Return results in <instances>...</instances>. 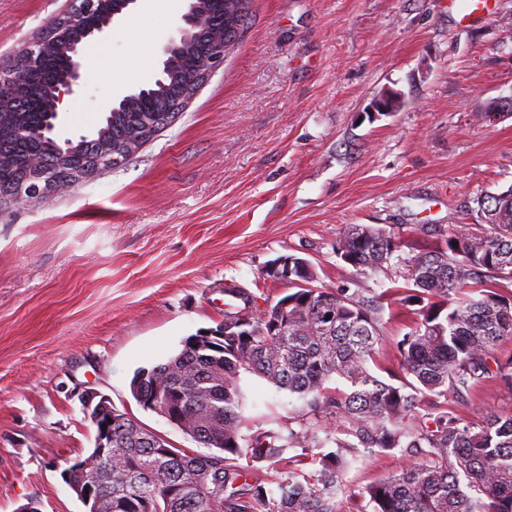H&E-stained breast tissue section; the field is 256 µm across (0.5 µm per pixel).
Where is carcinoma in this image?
Wrapping results in <instances>:
<instances>
[{"label":"carcinoma","mask_w":512,"mask_h":512,"mask_svg":"<svg viewBox=\"0 0 512 512\" xmlns=\"http://www.w3.org/2000/svg\"><path fill=\"white\" fill-rule=\"evenodd\" d=\"M252 0L204 5L212 17L235 16L224 26L227 47L240 37ZM202 39L176 56L174 72L132 104L112 113L96 136L72 144L71 167L96 153L99 140L138 152L134 128L161 117L173 125L178 71L199 60ZM65 67L49 59L29 74L38 98L22 100L0 133V199L26 175L21 159L35 152L47 166L57 162L49 136L27 128L46 120L51 89ZM479 232L469 225L444 245L402 256L404 244L385 229L348 224L336 241V257L363 273L394 264L405 281L403 302L415 308L414 325L398 342L405 379L386 382L374 374L380 336L381 296L365 300L347 288L311 287L313 265L287 255L288 282L296 291L263 308L245 288L224 289L241 302L227 305L224 319L248 320L247 328L217 339L212 349L182 348L148 369L142 393L162 387L185 414L184 433L213 452L171 453L156 447L149 431L112 426V455L93 462L99 489L112 512H336L342 476L365 452L397 453L408 461L399 472L367 489L372 512H512V413L465 421L439 399L465 398L488 380L512 387V361L490 363L500 338L512 337V296L471 284L481 269L512 283V188L477 199ZM253 374L301 401L295 420L278 431L243 433L245 394L241 375ZM341 381L346 390L327 387ZM301 453H296V449ZM290 455L288 476L260 480L240 463ZM310 464L306 471L303 466Z\"/></svg>","instance_id":"cac0c4a2"}]
</instances>
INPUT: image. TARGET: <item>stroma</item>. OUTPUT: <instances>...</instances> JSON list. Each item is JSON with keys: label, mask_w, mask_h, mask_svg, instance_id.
I'll return each mask as SVG.
<instances>
[{"label": "stroma", "mask_w": 512, "mask_h": 512, "mask_svg": "<svg viewBox=\"0 0 512 512\" xmlns=\"http://www.w3.org/2000/svg\"><path fill=\"white\" fill-rule=\"evenodd\" d=\"M65 0H0V63L12 60ZM186 0L135 6L105 35L64 97L58 139L90 136L124 95L154 82ZM400 106L373 112L383 93ZM512 0L478 26L447 0H252L222 67L177 122L121 167L45 199L0 207V512H85L61 473L94 446L88 391L164 437L203 445L133 398L138 369L224 320V288L259 306L293 290L270 264L309 260L318 285L391 296L374 371L401 377L397 342L415 316L394 269L358 273L336 256L348 224L395 234L417 254L472 223L477 197L512 187ZM251 433L278 429L298 401L245 374ZM449 407L474 421L512 412V388L487 382ZM406 464L354 462L336 512H372L366 490Z\"/></svg>", "instance_id": "1"}]
</instances>
